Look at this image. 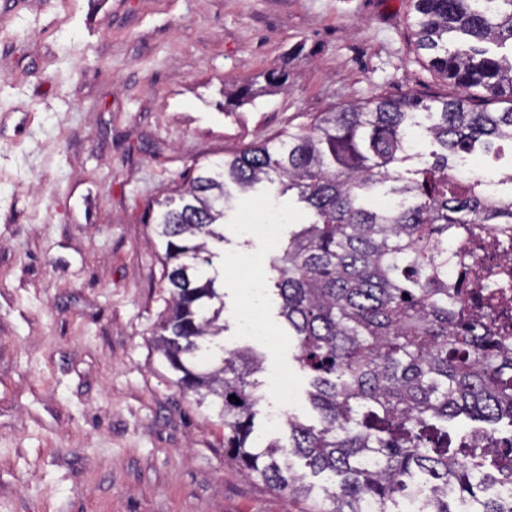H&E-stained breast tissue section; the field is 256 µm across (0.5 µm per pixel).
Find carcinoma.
Returning a JSON list of instances; mask_svg holds the SVG:
<instances>
[{
	"instance_id": "1",
	"label": "carcinoma",
	"mask_w": 512,
	"mask_h": 512,
	"mask_svg": "<svg viewBox=\"0 0 512 512\" xmlns=\"http://www.w3.org/2000/svg\"><path fill=\"white\" fill-rule=\"evenodd\" d=\"M416 46L428 66L460 89L454 97L381 95L320 113L308 125L254 141L201 167L150 213L164 248L172 307L159 325L175 385L224 424L225 450L246 475L273 490L309 497L293 470L340 477L323 488L321 512H401L423 487L420 512H512V456L477 472L463 458L468 434L449 447L444 423L461 414L512 427V269L492 266L496 288L473 303L448 293L445 248L512 225V158L490 197L480 181L453 174L476 150L512 143V0H413ZM244 82L224 97L234 112L253 98ZM507 99L509 107L488 109ZM267 182L296 192L308 222L269 258L279 316L311 375L320 425L290 420V443L256 442L255 407L264 360L253 350L204 345L223 335L224 295L205 267L212 242L242 195ZM393 204L383 209L379 197ZM488 322L471 316L472 305ZM236 399H231V396ZM240 403H235V400Z\"/></svg>"
}]
</instances>
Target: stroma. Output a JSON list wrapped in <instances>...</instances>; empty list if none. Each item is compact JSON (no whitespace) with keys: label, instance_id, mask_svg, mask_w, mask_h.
<instances>
[{"label":"stroma","instance_id":"stroma-1","mask_svg":"<svg viewBox=\"0 0 512 512\" xmlns=\"http://www.w3.org/2000/svg\"><path fill=\"white\" fill-rule=\"evenodd\" d=\"M410 0H5L0 5V512H320L248 478L211 407L174 384L154 332L168 309L149 207L194 166L378 94L455 95L414 44ZM288 65V87L266 72ZM257 94L222 109L225 86ZM217 258L224 345L284 373L312 424L310 377L261 301L231 291L236 196Z\"/></svg>","mask_w":512,"mask_h":512}]
</instances>
